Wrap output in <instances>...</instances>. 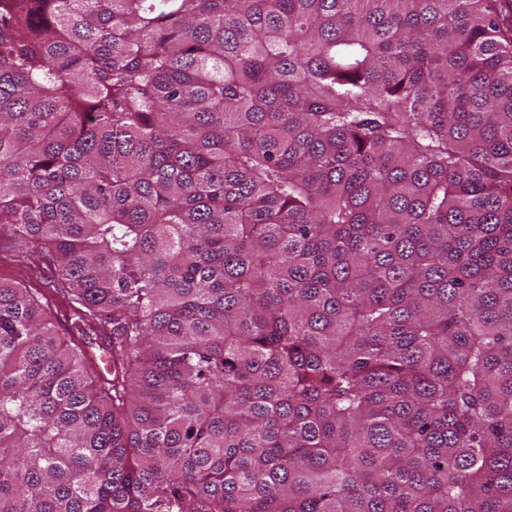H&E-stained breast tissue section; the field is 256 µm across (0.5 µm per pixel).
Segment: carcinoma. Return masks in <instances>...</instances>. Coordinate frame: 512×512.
Segmentation results:
<instances>
[{
  "label": "carcinoma",
  "instance_id": "obj_1",
  "mask_svg": "<svg viewBox=\"0 0 512 512\" xmlns=\"http://www.w3.org/2000/svg\"><path fill=\"white\" fill-rule=\"evenodd\" d=\"M4 240L0 512H512V0H0ZM53 275L52 270L41 264L18 258L10 251L0 250V280L23 282L29 288H39L50 305L56 302Z\"/></svg>",
  "mask_w": 512,
  "mask_h": 512
}]
</instances>
